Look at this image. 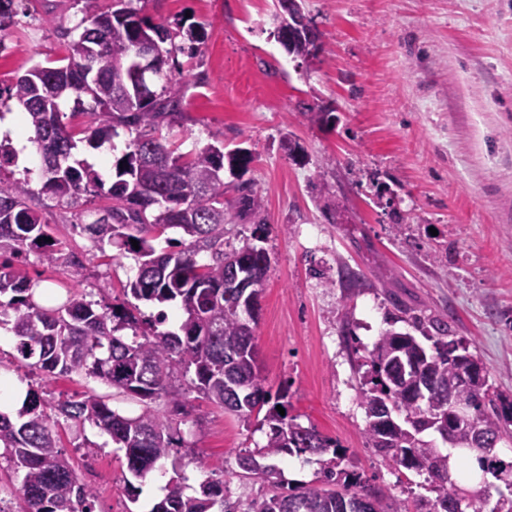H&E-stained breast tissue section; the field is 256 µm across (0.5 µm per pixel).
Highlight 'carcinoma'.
Masks as SVG:
<instances>
[{
    "instance_id": "carcinoma-1",
    "label": "carcinoma",
    "mask_w": 512,
    "mask_h": 512,
    "mask_svg": "<svg viewBox=\"0 0 512 512\" xmlns=\"http://www.w3.org/2000/svg\"><path fill=\"white\" fill-rule=\"evenodd\" d=\"M36 0H0V38L16 26L19 10H30ZM97 0H76L81 17L61 28L64 53L34 65L27 74L0 86V103L14 102L21 110L41 162V191L60 205L73 206L89 194L104 204L85 222L77 217L73 228L97 248L115 245L121 255L138 263L130 295L137 301L178 302L185 314L179 331L146 332L127 306L107 313L87 294L70 292L58 306L35 299L31 281L20 271L0 263V324H11L22 359H36L48 377L85 374L117 392L139 398L143 407L135 416L112 409L94 392L79 400L47 402L37 390L27 391L18 420L0 412V459L23 472L18 512H92L91 488L78 479L71 457L63 453L62 423L89 422L124 450V491L135 502L137 487L156 466L171 460L180 467L174 447L173 419L154 406L166 397L180 403L183 392L173 388L177 375L190 376L187 389L224 412L246 422L264 412L266 444L237 456L243 476L257 478L268 491L251 501L245 512H397L363 474L340 467L346 450L297 417L280 415L288 408L287 392L270 402L266 379L258 363L256 326L260 295L269 267L266 250L258 246L266 231L262 196L249 181L229 186L230 173L244 168L248 157L241 148L224 150L210 144L180 151L162 134L180 115L181 86L178 55L192 59L205 43V28L179 24L171 28L152 22L139 0H112L106 12H97ZM288 11L275 9L273 35L287 53L303 57L311 40L288 39ZM159 45L150 73L139 76L145 39ZM73 102L71 113L63 105ZM91 118L79 127L72 119ZM122 128L132 137L126 150L112 161V184L105 186L87 165L73 159L78 144L97 147ZM238 192L228 199V188ZM32 189L25 179L0 177V258L36 252L43 262L56 265L63 257L52 237L50 219L28 204ZM255 221L251 241L224 250L225 225L231 210ZM180 228L188 239L177 251L157 252L155 242L167 230ZM138 241L133 247L131 240ZM208 260L199 259L200 254ZM239 273L253 286L243 291L227 287ZM411 332L389 330L369 352V370L361 391L365 405L366 437L372 447L403 468L428 476L436 500L429 512H448L445 503L456 498L470 512H483L488 489L466 494L451 483L448 456L418 438L432 429L448 427L453 398L471 406L472 418L496 442L512 441V401L490 391L486 376L448 393V379L461 369L458 354L469 352L460 339L448 336V326H435L432 335L422 328L419 315ZM131 331V338L119 335ZM430 345H425V342ZM310 453L324 457L318 481L284 494L281 470L271 460ZM482 471L504 482L511 497L499 494L489 512H512V464L496 455L476 453ZM181 478L169 481L165 495L150 512H237L226 502L224 484L205 481L193 495L185 493Z\"/></svg>"
}]
</instances>
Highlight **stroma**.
Instances as JSON below:
<instances>
[{
  "mask_svg": "<svg viewBox=\"0 0 512 512\" xmlns=\"http://www.w3.org/2000/svg\"><path fill=\"white\" fill-rule=\"evenodd\" d=\"M143 15L169 26L191 20L207 31L195 59L180 57L181 116L169 138L185 149L221 141L252 155L245 174L264 200L269 267L256 328L258 359L271 391L287 389L289 412L345 449L347 464L384 489L397 512H428L436 493L424 476L368 444L360 365L394 303L448 324L481 360L495 393L512 400V0H304L321 33L312 60L286 54L273 37L272 0H141ZM37 17L18 15L20 44L0 51V84L61 55L60 27L72 26L74 0H39ZM51 13L54 25L39 14ZM329 110L326 121L310 110ZM128 133L76 154L104 181ZM37 152L22 154L15 177H29L33 208L81 268L16 266L32 283L91 294L102 308L127 301L137 273L132 257L97 249L72 229L77 208L40 194ZM360 277L338 281L339 265ZM17 339L0 344V362L19 382L49 387L52 400L87 392L120 412L137 401L89 377L46 381L19 363ZM183 443L181 473L190 489L224 481L230 501L264 492L240 476L236 456L265 444L259 419L242 423L196 393L181 408L168 399ZM93 512H150L165 494L171 467L123 493L122 451L92 424L60 431Z\"/></svg>",
  "mask_w": 512,
  "mask_h": 512,
  "instance_id": "35a3bbf8",
  "label": "stroma"
}]
</instances>
